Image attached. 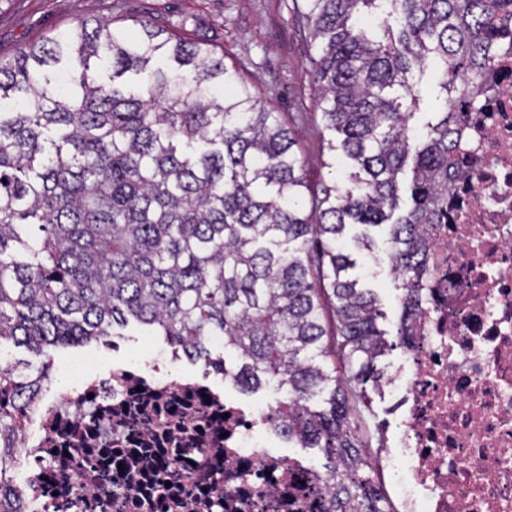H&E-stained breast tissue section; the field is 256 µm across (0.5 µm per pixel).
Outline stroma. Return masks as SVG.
Wrapping results in <instances>:
<instances>
[{
	"label": "stroma",
	"mask_w": 512,
	"mask_h": 512,
	"mask_svg": "<svg viewBox=\"0 0 512 512\" xmlns=\"http://www.w3.org/2000/svg\"><path fill=\"white\" fill-rule=\"evenodd\" d=\"M293 0H0V58H9L24 45L41 42L64 31L77 19L124 17L132 32L140 20L223 53L226 66L262 104L278 112L292 128L305 159L303 175L309 192L334 185L350 172L344 158L326 168V144L331 134L321 119L317 96L307 72L318 48L307 26L295 19ZM384 251L357 259V273L381 300L379 321L390 345L381 365L397 362L400 297ZM74 347L56 349L51 356L0 339V362L25 373L48 374L65 383L64 364Z\"/></svg>",
	"instance_id": "1"
}]
</instances>
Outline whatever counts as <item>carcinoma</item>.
<instances>
[{
    "label": "carcinoma",
    "instance_id": "carcinoma-1",
    "mask_svg": "<svg viewBox=\"0 0 512 512\" xmlns=\"http://www.w3.org/2000/svg\"><path fill=\"white\" fill-rule=\"evenodd\" d=\"M296 18L319 48L328 166L340 152L353 168L310 197L294 132L203 44L87 18L0 58V339L48 356L133 321L211 361L206 338L222 336L244 390L288 387L277 418L329 458L331 512H380L358 462L386 343L344 242L359 226L355 246L370 252V230L388 225L408 335L429 226L448 209L452 99L481 83L486 31L512 25V0H301ZM101 66L137 88L98 83ZM428 74L436 110L417 127ZM407 171L411 206L397 216ZM39 383L0 364V394L16 401L0 407V458L18 453L17 411ZM324 393L327 407L310 409Z\"/></svg>",
    "mask_w": 512,
    "mask_h": 512
}]
</instances>
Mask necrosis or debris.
I'll return each mask as SVG.
<instances>
[{
	"label": "necrosis or debris",
	"mask_w": 512,
	"mask_h": 512,
	"mask_svg": "<svg viewBox=\"0 0 512 512\" xmlns=\"http://www.w3.org/2000/svg\"><path fill=\"white\" fill-rule=\"evenodd\" d=\"M461 116L448 217L432 225L430 270L401 358L377 392L394 432L362 463L385 512H512V29ZM168 345L102 370L68 361L70 384L41 381L20 414L26 512H330L324 470L273 451L288 432L266 406L186 374Z\"/></svg>",
	"instance_id": "4bbe7bcc"
}]
</instances>
